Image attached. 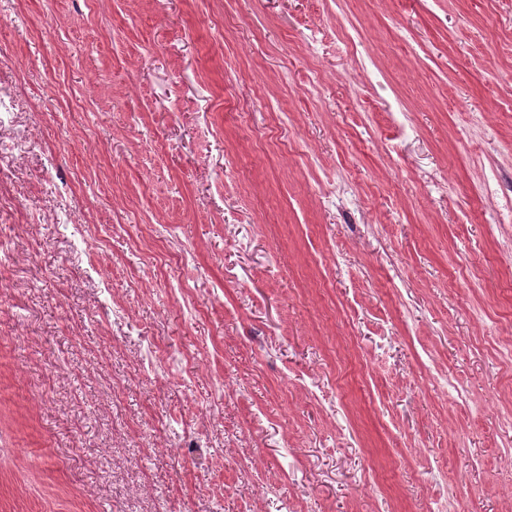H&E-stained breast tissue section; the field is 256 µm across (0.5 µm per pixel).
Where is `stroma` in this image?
I'll use <instances>...</instances> for the list:
<instances>
[{
	"label": "stroma",
	"mask_w": 512,
	"mask_h": 512,
	"mask_svg": "<svg viewBox=\"0 0 512 512\" xmlns=\"http://www.w3.org/2000/svg\"><path fill=\"white\" fill-rule=\"evenodd\" d=\"M0 94V512H512V0H0Z\"/></svg>",
	"instance_id": "stroma-1"
}]
</instances>
